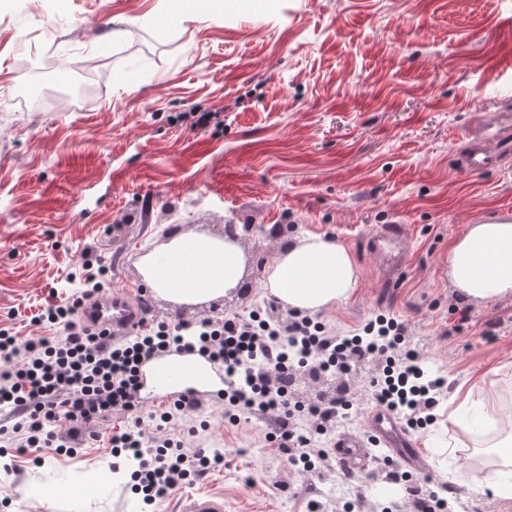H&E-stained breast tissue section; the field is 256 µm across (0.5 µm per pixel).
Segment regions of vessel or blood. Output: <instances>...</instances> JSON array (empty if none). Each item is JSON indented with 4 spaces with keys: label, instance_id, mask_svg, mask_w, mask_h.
Masks as SVG:
<instances>
[{
    "label": "vessel or blood",
    "instance_id": "vessel-or-blood-1",
    "mask_svg": "<svg viewBox=\"0 0 512 512\" xmlns=\"http://www.w3.org/2000/svg\"><path fill=\"white\" fill-rule=\"evenodd\" d=\"M505 159H512V126L498 127L489 143H474L463 161L465 170L480 173ZM368 251L380 257L387 267H401L403 246L401 227L385 224L366 240ZM143 312L139 304L131 301L121 290L101 293L89 299L81 308L80 319L93 327L106 330L112 340H122L135 334L142 325ZM197 366L192 357L182 356L169 360L157 370V380L169 391H177L184 377L195 374ZM389 448L413 447V440L402 432L399 419L392 413L377 410L369 416V431L363 435H342L335 441L336 457L345 469L361 464L363 449L369 444ZM179 512H224V498L213 494H186L177 502Z\"/></svg>",
    "mask_w": 512,
    "mask_h": 512
}]
</instances>
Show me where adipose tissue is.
Returning <instances> with one entry per match:
<instances>
[{
  "mask_svg": "<svg viewBox=\"0 0 512 512\" xmlns=\"http://www.w3.org/2000/svg\"><path fill=\"white\" fill-rule=\"evenodd\" d=\"M449 275L471 301L512 294V223L472 224L448 253ZM246 273V255L232 240L199 234L173 237L146 260L147 284L176 304L205 303L238 288ZM358 282V267L333 236L310 233L277 253L266 268L263 286L279 302L311 314L346 300ZM482 468L464 464L472 488H490L512 497V434L490 450Z\"/></svg>",
  "mask_w": 512,
  "mask_h": 512,
  "instance_id": "adipose-tissue-1",
  "label": "adipose tissue"
}]
</instances>
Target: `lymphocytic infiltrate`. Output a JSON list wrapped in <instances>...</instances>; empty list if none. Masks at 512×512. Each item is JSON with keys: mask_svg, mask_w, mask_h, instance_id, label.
<instances>
[{"mask_svg": "<svg viewBox=\"0 0 512 512\" xmlns=\"http://www.w3.org/2000/svg\"><path fill=\"white\" fill-rule=\"evenodd\" d=\"M99 288L92 282L81 296L48 308L45 318L61 327V335L0 336V409L15 419L7 443L24 448L53 443L64 450L85 436L91 421L140 410L143 365L170 351L196 353L221 366L228 386L219 396L225 417L232 423L245 411L269 417L281 451L296 465H311L315 436L348 407L347 386L341 382L334 399L313 408L319 418L314 430L296 431L288 385L297 378L315 381L331 372L343 379L357 367L379 362L383 369L370 381L377 405L403 416L413 428L434 418L444 382L425 374L405 324L395 318L377 316L350 337L330 334L325 325L298 313L285 325L234 317L217 325L202 323L191 332L160 322L133 340L113 343L78 316L83 301ZM109 442L115 452L136 461L135 477L148 505L224 462L223 453L185 450L138 420L113 429Z\"/></svg>", "mask_w": 512, "mask_h": 512, "instance_id": "1", "label": "lymphocytic infiltrate"}]
</instances>
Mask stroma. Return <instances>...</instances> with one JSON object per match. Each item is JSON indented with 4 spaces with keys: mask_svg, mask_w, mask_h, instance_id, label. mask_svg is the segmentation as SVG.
<instances>
[{
    "mask_svg": "<svg viewBox=\"0 0 512 512\" xmlns=\"http://www.w3.org/2000/svg\"><path fill=\"white\" fill-rule=\"evenodd\" d=\"M170 0H5L0 5V330L56 336L37 322L48 305L108 270L149 323L291 317L262 281L268 261L308 233L336 237L358 285L317 313L338 336L375 315L404 321L425 373L445 387L436 420L414 432L424 464L382 447L346 477L335 460L291 465L267 419L224 410L201 386L177 421L185 449L224 453L192 484L220 494L224 512H314V488L351 482L352 512H419L406 484L447 485L469 512H512V498L476 490L456 473L487 448L448 416L473 384L512 410V297L468 302L448 275V251L472 221L512 211V162L481 174L457 167L477 116L512 105V0H273L206 20L172 17ZM39 68L42 104L25 90ZM402 224L407 263L388 283L364 246L380 224ZM251 225L241 245L248 274L216 301L177 305L141 273L169 230L224 238ZM374 367L347 381L355 399L317 447L361 434L376 403ZM112 413L90 425L74 453L9 448L0 457V512H142L130 483H99L114 469ZM455 459L437 454L445 436Z\"/></svg>",
    "mask_w": 512,
    "mask_h": 512,
    "instance_id": "1",
    "label": "stroma"
}]
</instances>
